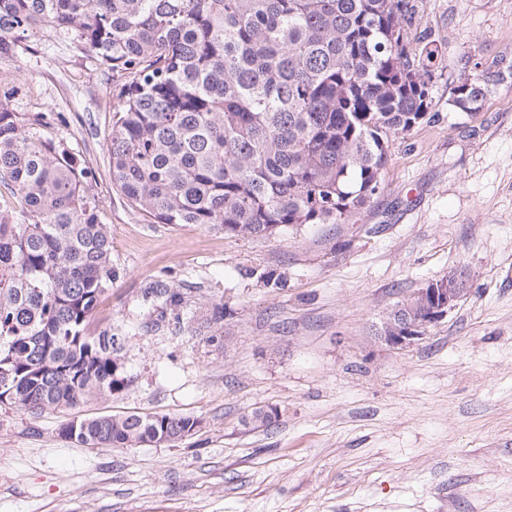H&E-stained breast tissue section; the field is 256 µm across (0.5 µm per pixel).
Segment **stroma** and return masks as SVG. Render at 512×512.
<instances>
[{
  "label": "stroma",
  "mask_w": 512,
  "mask_h": 512,
  "mask_svg": "<svg viewBox=\"0 0 512 512\" xmlns=\"http://www.w3.org/2000/svg\"><path fill=\"white\" fill-rule=\"evenodd\" d=\"M419 15L432 106L391 139L378 191L342 223L266 239L128 203L107 154L123 78L72 34L41 23L0 55V98L89 172L117 276L87 332L120 338L128 379L38 416L0 404V512H512V0ZM475 66L495 87L463 117L448 81ZM454 272L469 292L446 319L378 340L398 302ZM152 287L180 293L177 317L158 320ZM256 410L271 422L245 425ZM134 413L199 426L136 448L59 433Z\"/></svg>",
  "instance_id": "35a3bbf8"
}]
</instances>
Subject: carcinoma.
I'll use <instances>...</instances> for the list:
<instances>
[{"instance_id": "1", "label": "carcinoma", "mask_w": 512, "mask_h": 512, "mask_svg": "<svg viewBox=\"0 0 512 512\" xmlns=\"http://www.w3.org/2000/svg\"><path fill=\"white\" fill-rule=\"evenodd\" d=\"M416 0H0V55L49 22L125 82L108 136L112 183L157 224L266 238L336 224L381 182L390 138L431 105L433 41L409 50ZM490 83L459 80L475 114ZM0 99V403L32 415L112 395V332L86 334L112 286V236L88 171ZM183 415L67 420L83 446L132 448L195 430Z\"/></svg>"}]
</instances>
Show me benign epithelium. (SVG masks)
<instances>
[{
    "instance_id": "obj_1",
    "label": "benign epithelium",
    "mask_w": 512,
    "mask_h": 512,
    "mask_svg": "<svg viewBox=\"0 0 512 512\" xmlns=\"http://www.w3.org/2000/svg\"><path fill=\"white\" fill-rule=\"evenodd\" d=\"M467 293L461 275L453 274L428 283L391 310L378 331V338L396 346L422 338L430 327L444 320Z\"/></svg>"
}]
</instances>
